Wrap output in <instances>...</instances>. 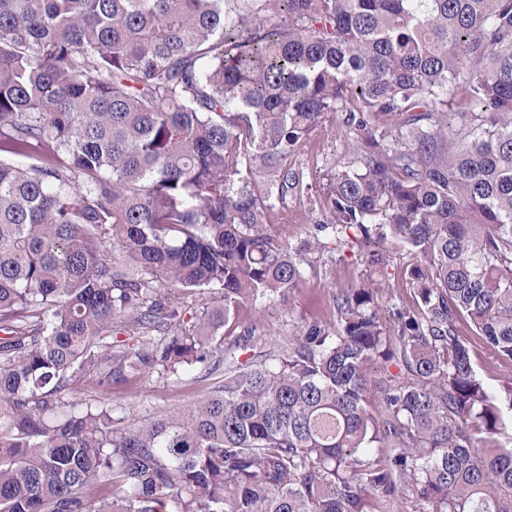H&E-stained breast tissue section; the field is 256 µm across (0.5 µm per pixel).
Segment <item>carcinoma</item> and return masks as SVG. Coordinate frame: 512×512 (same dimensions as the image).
Segmentation results:
<instances>
[{
	"label": "carcinoma",
	"mask_w": 512,
	"mask_h": 512,
	"mask_svg": "<svg viewBox=\"0 0 512 512\" xmlns=\"http://www.w3.org/2000/svg\"><path fill=\"white\" fill-rule=\"evenodd\" d=\"M327 112L328 221L288 247ZM324 236L405 248L413 302L383 320L378 250L333 319L239 361L240 303L289 299ZM460 314L512 362V0H0V512H512V381ZM221 365L138 426L65 400L90 367ZM342 123L340 112H329L323 116L318 127L311 133L307 144L288 159V163L296 168H303L307 173V183L310 189L304 196L288 193L284 204H278L275 209V223L269 224L271 233L278 241L297 246L301 241L314 233L313 224H309L311 210L314 220L323 221L325 217L314 205L323 192L319 180V171L334 161L342 151L343 137H340ZM311 209V210H310ZM218 292L219 290H204L200 291V294L189 297L180 309V315L174 320L176 326L189 325L194 321L193 317L196 313L199 314L201 308L211 306L220 300L221 294ZM456 326L460 335L470 341V353L475 369L489 390L496 391L504 380L512 378V364L498 360L479 337L473 336L467 318H459Z\"/></svg>",
	"instance_id": "1"
}]
</instances>
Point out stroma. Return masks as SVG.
<instances>
[{"mask_svg": "<svg viewBox=\"0 0 512 512\" xmlns=\"http://www.w3.org/2000/svg\"><path fill=\"white\" fill-rule=\"evenodd\" d=\"M341 115L330 112L323 116L318 127L311 133L306 145L290 158L291 165L304 169L309 188L305 195L289 196L275 210L271 233L278 241L295 246L314 232V221L322 220V213L314 212L315 201L323 192L319 172L333 162L342 150L340 137ZM378 243L362 244L355 251L326 248L308 272L305 283L287 303L251 300L241 303L238 311L244 323H257L266 351L278 349L287 342L298 323L332 319L335 310L332 295L336 289L355 281ZM456 326L461 336L470 340V353L478 375L489 390H497L500 384L512 378V364L498 360L473 336L467 318H459ZM223 369L210 372L188 370L180 378L162 377L158 374H127L124 381L106 388L98 386L95 372L76 377L70 384L72 399L112 403L128 422L141 423L156 413L186 406L220 384Z\"/></svg>", "mask_w": 512, "mask_h": 512, "instance_id": "stroma-1", "label": "stroma"}]
</instances>
